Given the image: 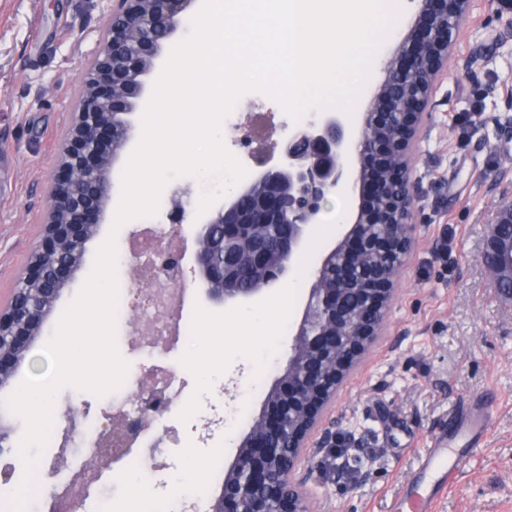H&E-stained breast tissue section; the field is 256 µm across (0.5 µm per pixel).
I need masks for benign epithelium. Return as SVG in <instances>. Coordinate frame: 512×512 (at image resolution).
Listing matches in <instances>:
<instances>
[{"label":"benign epithelium","instance_id":"benign-epithelium-1","mask_svg":"<svg viewBox=\"0 0 512 512\" xmlns=\"http://www.w3.org/2000/svg\"><path fill=\"white\" fill-rule=\"evenodd\" d=\"M115 2L104 41L85 73L87 94L74 113L65 158L51 175L55 195L37 252L53 255V261L30 257L9 305L0 309L1 388L42 335L61 291L81 269L86 243L106 223L112 169L131 138L129 115L142 94V77L195 0ZM468 13L469 0H420L402 41L381 62L385 79L363 115L361 138L350 143L337 112L312 115L289 133L279 165L252 175L199 222L194 272L208 299L223 304L252 297L284 274L326 197L347 186L350 156L360 158L354 183L360 185L361 204L354 224L315 270L288 366L239 443L209 512H309L305 487L312 471L300 476L297 469L347 373L381 335L395 276L413 241L409 147ZM376 167L387 170L386 176L374 174ZM183 258L163 248L151 264L166 274ZM481 261L495 290L512 301V202L499 207ZM244 265L259 287L239 286ZM139 400L141 426L167 406L156 380ZM136 437L122 415H113L112 430L100 435L88 461L91 476L69 497L68 512L109 459ZM314 447L334 456L339 444L324 431Z\"/></svg>","mask_w":512,"mask_h":512}]
</instances>
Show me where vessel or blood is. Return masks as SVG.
Wrapping results in <instances>:
<instances>
[{
    "label": "vessel or blood",
    "instance_id": "b4317fda",
    "mask_svg": "<svg viewBox=\"0 0 512 512\" xmlns=\"http://www.w3.org/2000/svg\"><path fill=\"white\" fill-rule=\"evenodd\" d=\"M492 415L488 407L473 409L462 422L433 435L420 467L395 498L393 512H432L438 496L458 485L472 452L489 431Z\"/></svg>",
    "mask_w": 512,
    "mask_h": 512
}]
</instances>
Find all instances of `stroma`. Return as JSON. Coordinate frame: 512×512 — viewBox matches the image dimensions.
Listing matches in <instances>:
<instances>
[{
  "instance_id": "obj_1",
  "label": "stroma",
  "mask_w": 512,
  "mask_h": 512,
  "mask_svg": "<svg viewBox=\"0 0 512 512\" xmlns=\"http://www.w3.org/2000/svg\"><path fill=\"white\" fill-rule=\"evenodd\" d=\"M113 0H0V154L13 160V191L0 201V306L41 238L50 174L58 147L77 109L84 74L102 43ZM236 126L224 143L248 172L281 161L296 122L270 98L244 94L235 106ZM257 140L244 147L241 137ZM415 231L395 281L382 336L353 369L322 420L341 443L338 458L309 459L311 512H390L391 500L418 465L431 436L448 426V415L480 398L497 395V414L484 444L465 467L459 485L436 512H512V304L495 294L479 260L501 199L512 197V11L497 0H470L444 72L433 85L427 115L412 148ZM206 183L184 176L165 186L159 212L120 229L117 242L135 253L148 223L169 224L175 202L186 218L179 228L185 250L183 287L198 321L224 318L238 304L211 303L191 269L198 202ZM360 205L359 190H336L319 215L328 230L307 232L303 261L319 266L349 230ZM301 289L284 334L194 336L174 339L144 355L141 338L117 340L131 372L162 367L183 375L184 398L156 424L160 446L148 455L145 478L154 490L137 498L124 463L105 468L119 493L110 512H154L166 501L193 492L200 512L220 493L224 472L262 412L268 390L285 369L304 315ZM40 336L11 383L0 388V422L11 428L0 452V512H13L11 493L21 484L20 418L4 401L27 374L48 363ZM208 346L223 361L225 377L210 388L192 367L194 349ZM110 397L66 388L55 404L50 440L34 469L30 498L41 512L65 506L66 487L77 483L89 459L81 431L110 427ZM241 409L237 440L224 441L227 412Z\"/></svg>"
}]
</instances>
